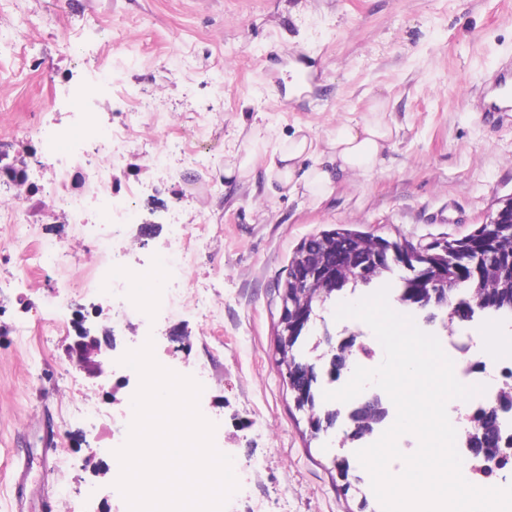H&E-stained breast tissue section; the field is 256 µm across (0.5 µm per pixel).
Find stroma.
<instances>
[{
	"mask_svg": "<svg viewBox=\"0 0 512 512\" xmlns=\"http://www.w3.org/2000/svg\"><path fill=\"white\" fill-rule=\"evenodd\" d=\"M25 29L26 48L13 45ZM78 42L63 53L62 38ZM132 51L139 65L111 72ZM512 57V0H0V159L27 163L30 180L54 178L39 166L51 144L44 130L72 121L60 74L97 88L95 116L108 127L129 96H150L162 124L134 123L116 192L129 179L144 190L126 232L141 236L130 272L162 268L172 208L195 251L180 285L219 297L221 310L168 316L158 288L150 318L125 334L133 348L153 340L156 360L184 376L206 370L199 407L214 423L216 448L233 459L239 488L225 512L253 501L287 499L288 512H382L343 496L334 460L338 435L308 440L274 359L277 285L306 238L339 226L424 244L458 238L490 219L512 196V117L481 123L468 96L503 58ZM109 71V70H108ZM313 81L297 89L294 76ZM398 132L385 164L356 175L320 205L282 194L267 167L296 128L325 138L337 124L368 116L375 101ZM205 127L213 146L202 162L149 161L164 131ZM252 155L247 177L225 179L233 155ZM37 237H56L72 260L88 239L60 209H35ZM153 234H143V226ZM54 308H46L48 297ZM104 289L60 288L0 262V512H18L14 481L27 466V512H128L116 491L118 459L94 423L67 416L63 393L105 392L104 414L125 409L135 384L112 360L99 377L76 371L72 339L52 330L76 309L101 306L95 335L112 327Z\"/></svg>",
	"mask_w": 512,
	"mask_h": 512,
	"instance_id": "stroma-1",
	"label": "stroma"
}]
</instances>
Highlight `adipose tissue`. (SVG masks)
Listing matches in <instances>:
<instances>
[{"instance_id": "obj_1", "label": "adipose tissue", "mask_w": 512, "mask_h": 512, "mask_svg": "<svg viewBox=\"0 0 512 512\" xmlns=\"http://www.w3.org/2000/svg\"><path fill=\"white\" fill-rule=\"evenodd\" d=\"M384 110V104H376L373 117L340 124L322 144L305 129H296L281 143L272 174L288 194L316 204L328 199L344 179L372 175L384 164L398 131L383 119Z\"/></svg>"}]
</instances>
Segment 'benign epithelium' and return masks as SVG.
Returning <instances> with one entry per match:
<instances>
[{
	"mask_svg": "<svg viewBox=\"0 0 512 512\" xmlns=\"http://www.w3.org/2000/svg\"><path fill=\"white\" fill-rule=\"evenodd\" d=\"M489 223L497 227L512 229V196L505 199L497 209L496 214ZM461 247L466 253L473 256L475 263L466 265V268H456L454 273L460 275L467 273L469 278L479 277L484 268L481 261L487 259L494 261V257L485 243L478 238L467 234L461 237ZM448 260V243L431 242L419 245L412 250L406 247L397 248L393 241L374 235L371 246L360 249L355 245L347 246L335 244L320 258L310 262H303L292 267L290 280L296 285L308 288L321 278L336 279V289H341L346 283L343 276L357 273L360 285L368 286L376 281V272L388 267L402 268L409 272L403 278V283L413 286V289H404L402 296L405 302L420 311L426 312L425 322L430 323L435 318L433 310L437 308L449 309L454 324L472 323L484 317L493 310L502 317H512V300L496 295L484 301H474L470 296H457L456 279L448 275L442 265ZM323 308V304H315V297L307 296L299 301L287 295L281 297L280 333L284 340L294 337L300 330L309 328L320 318L316 310ZM356 338L354 333L332 334L328 328L316 337L315 346L323 347L322 356L329 358L327 376L334 374L344 375L353 367L352 343ZM101 353L98 337L91 334V329L84 327L69 345L70 360L89 375L103 373L102 363L96 360ZM321 369L316 362L302 361L288 373V385H306L318 380ZM389 410L380 396L368 392L362 397L352 401L348 408H338L336 411H327L317 420L319 431L326 433L332 429L342 432L340 446L354 444L370 435L375 426L379 425L387 416ZM509 435V429L500 411L495 408L487 410L486 415L475 423L471 430L462 434V442L466 452L463 457L469 461L482 452L486 445L500 443L502 437Z\"/></svg>",
	"mask_w": 512,
	"mask_h": 512,
	"instance_id": "1",
	"label": "benign epithelium"
}]
</instances>
